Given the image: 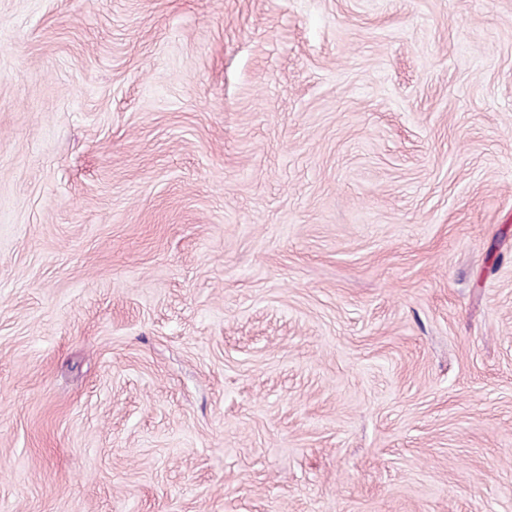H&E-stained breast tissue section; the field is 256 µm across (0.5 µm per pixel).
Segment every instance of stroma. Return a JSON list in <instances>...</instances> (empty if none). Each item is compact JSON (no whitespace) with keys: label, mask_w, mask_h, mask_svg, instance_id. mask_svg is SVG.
<instances>
[{"label":"stroma","mask_w":512,"mask_h":512,"mask_svg":"<svg viewBox=\"0 0 512 512\" xmlns=\"http://www.w3.org/2000/svg\"><path fill=\"white\" fill-rule=\"evenodd\" d=\"M0 512H512V0H0Z\"/></svg>","instance_id":"obj_1"}]
</instances>
